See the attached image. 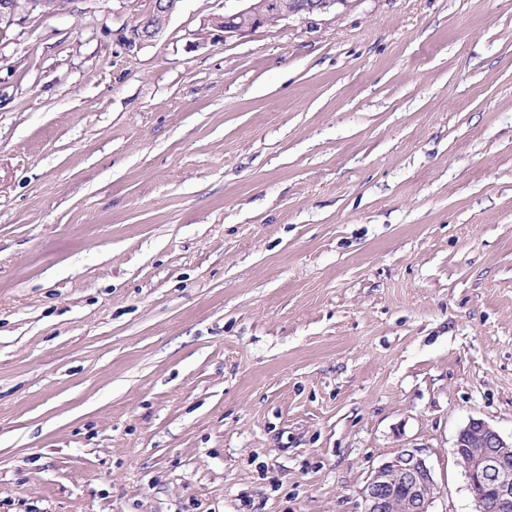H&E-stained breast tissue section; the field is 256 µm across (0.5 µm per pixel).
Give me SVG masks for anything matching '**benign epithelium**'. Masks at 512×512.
<instances>
[{
  "mask_svg": "<svg viewBox=\"0 0 512 512\" xmlns=\"http://www.w3.org/2000/svg\"><path fill=\"white\" fill-rule=\"evenodd\" d=\"M181 0H151V9L132 25L125 36L129 48L137 47L160 37L167 21ZM236 5L211 20V27L220 32V39L242 38L274 20L279 22L295 17L327 14L342 6H351V0H234ZM36 6L34 0H0V25L9 26L14 17L29 13ZM485 444L489 451L470 458L460 457L465 442ZM451 453L460 458L468 487L477 505L476 512H487L494 503L499 512H512V440H505L488 422L471 418L457 435ZM494 472L498 479L493 490V501H488L482 490L481 478ZM435 480L425 459L415 449L402 448L382 463L371 475L362 491L364 512H432Z\"/></svg>",
  "mask_w": 512,
  "mask_h": 512,
  "instance_id": "1",
  "label": "benign epithelium"
}]
</instances>
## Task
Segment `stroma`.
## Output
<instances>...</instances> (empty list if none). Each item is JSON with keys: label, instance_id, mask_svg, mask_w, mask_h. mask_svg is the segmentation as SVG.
Returning <instances> with one entry per match:
<instances>
[{"label": "stroma", "instance_id": "1", "mask_svg": "<svg viewBox=\"0 0 512 512\" xmlns=\"http://www.w3.org/2000/svg\"><path fill=\"white\" fill-rule=\"evenodd\" d=\"M0 33V512H363L512 437V0ZM151 9L141 17V22L131 25L125 36L128 48L141 46L160 37L167 21L178 8L181 0H150ZM406 488L396 512H432L435 480L425 459L415 449L402 448L382 463L362 491L364 512H392L396 489Z\"/></svg>", "mask_w": 512, "mask_h": 512}]
</instances>
